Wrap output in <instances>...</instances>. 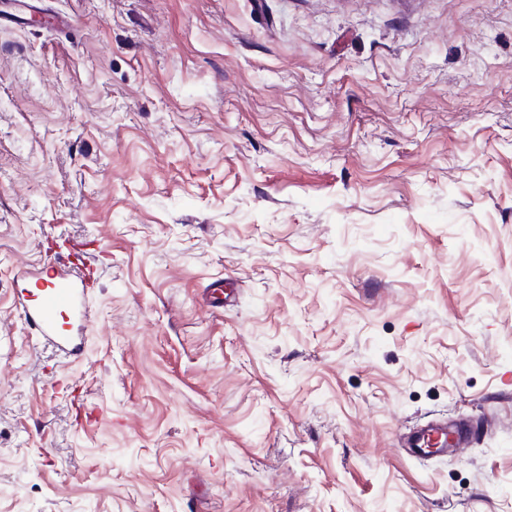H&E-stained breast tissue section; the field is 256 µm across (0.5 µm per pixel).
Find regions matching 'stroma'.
Segmentation results:
<instances>
[{"instance_id":"1","label":"stroma","mask_w":512,"mask_h":512,"mask_svg":"<svg viewBox=\"0 0 512 512\" xmlns=\"http://www.w3.org/2000/svg\"><path fill=\"white\" fill-rule=\"evenodd\" d=\"M73 242L68 362L14 297ZM0 512H512V0L0 24ZM478 434V428L469 422L448 425L447 422L435 420L409 432L402 438L401 447L414 458L447 457L448 454H459L473 445ZM433 440L440 442L434 445Z\"/></svg>"}]
</instances>
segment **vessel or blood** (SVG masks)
Returning a JSON list of instances; mask_svg holds the SVG:
<instances>
[{
    "mask_svg": "<svg viewBox=\"0 0 512 512\" xmlns=\"http://www.w3.org/2000/svg\"><path fill=\"white\" fill-rule=\"evenodd\" d=\"M93 283V270L82 256L45 267L32 278L30 287L18 294L27 327L63 358L80 356L82 346L75 342L72 332L63 330L60 320H87L86 298ZM478 434V428L468 422L435 420L404 436L402 447L414 458H441L461 453L476 442Z\"/></svg>",
    "mask_w": 512,
    "mask_h": 512,
    "instance_id": "obj_1",
    "label": "vessel or blood"
}]
</instances>
